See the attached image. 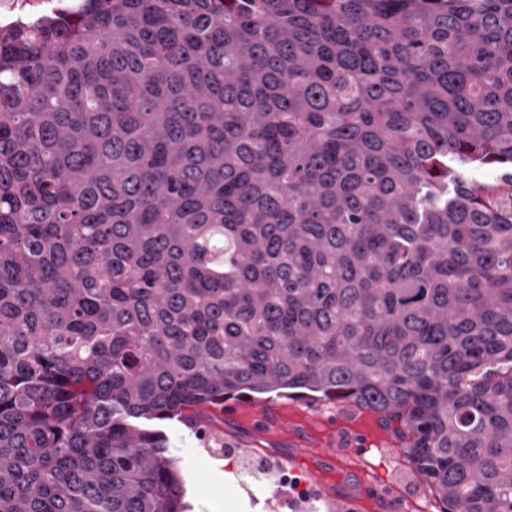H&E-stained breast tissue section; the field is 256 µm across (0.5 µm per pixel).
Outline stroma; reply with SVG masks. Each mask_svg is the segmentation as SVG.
Wrapping results in <instances>:
<instances>
[{"mask_svg": "<svg viewBox=\"0 0 512 512\" xmlns=\"http://www.w3.org/2000/svg\"><path fill=\"white\" fill-rule=\"evenodd\" d=\"M260 406L280 410L281 428H268L257 421ZM236 408L237 418L224 419L205 436L175 420L160 424L185 488L194 495L189 512H311L314 499H298L282 480L281 461L295 448L291 433L347 449L362 429L375 433L364 459L378 474L383 489L397 487L400 495L414 499L418 512L434 505L402 449L386 451L385 440L395 435L396 428L375 413L308 398H245ZM227 473L232 476L231 484L220 485V478Z\"/></svg>", "mask_w": 512, "mask_h": 512, "instance_id": "obj_1", "label": "stroma"}]
</instances>
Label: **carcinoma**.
<instances>
[{
  "instance_id": "obj_1",
  "label": "carcinoma",
  "mask_w": 512,
  "mask_h": 512,
  "mask_svg": "<svg viewBox=\"0 0 512 512\" xmlns=\"http://www.w3.org/2000/svg\"><path fill=\"white\" fill-rule=\"evenodd\" d=\"M79 2L0 24V512H186L243 395L512 512V0Z\"/></svg>"
}]
</instances>
